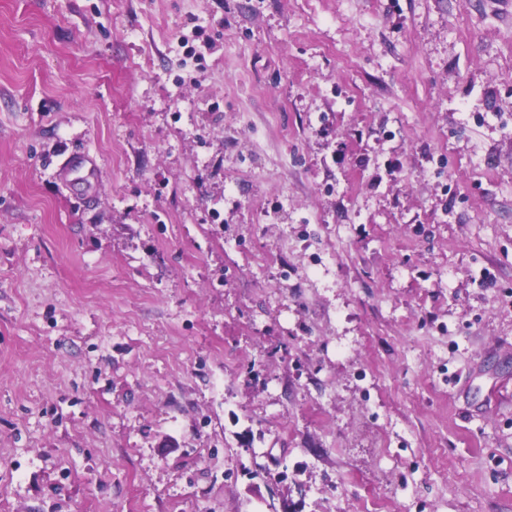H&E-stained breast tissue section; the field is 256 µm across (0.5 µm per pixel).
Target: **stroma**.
<instances>
[{
  "label": "stroma",
  "instance_id": "1",
  "mask_svg": "<svg viewBox=\"0 0 512 512\" xmlns=\"http://www.w3.org/2000/svg\"><path fill=\"white\" fill-rule=\"evenodd\" d=\"M0 512H512V0H0ZM88 164L90 161L86 155L72 156L61 165L60 173L63 176L76 175L80 181L89 182L95 179L96 174L91 166L87 167Z\"/></svg>",
  "mask_w": 512,
  "mask_h": 512
}]
</instances>
